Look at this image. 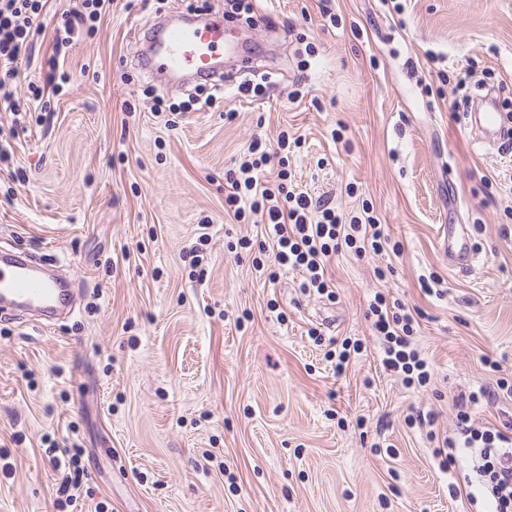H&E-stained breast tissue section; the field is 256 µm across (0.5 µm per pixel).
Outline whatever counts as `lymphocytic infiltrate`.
<instances>
[{
    "label": "lymphocytic infiltrate",
    "instance_id": "obj_1",
    "mask_svg": "<svg viewBox=\"0 0 512 512\" xmlns=\"http://www.w3.org/2000/svg\"><path fill=\"white\" fill-rule=\"evenodd\" d=\"M42 0H0V101L11 103L8 88L21 56L27 55L31 38L41 24ZM269 159L262 142H253L248 157L237 171L227 173L224 202L234 217L259 216L263 225L257 243L243 241V248L257 246L260 255L252 265L265 272L263 254H271L279 269L302 274V292L323 293L332 288L328 267L336 254L351 249L356 256L366 251H384L389 234L377 217L342 213L325 204L313 203L302 192L284 190L282 184L269 179L264 167ZM373 328L381 340V364L399 374L406 385L423 387L431 380L430 366L414 342L416 319L404 302L375 297L369 305ZM512 400V383L499 379L495 387L455 396L458 410L456 435L438 440L433 456L440 469H447L459 455H468L471 467L460 482L449 483L452 494L469 489V501L490 502L494 512H512V428L490 426L483 430L470 425L471 409L482 403L497 405Z\"/></svg>",
    "mask_w": 512,
    "mask_h": 512
}]
</instances>
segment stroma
<instances>
[{
    "label": "stroma",
    "mask_w": 512,
    "mask_h": 512,
    "mask_svg": "<svg viewBox=\"0 0 512 512\" xmlns=\"http://www.w3.org/2000/svg\"><path fill=\"white\" fill-rule=\"evenodd\" d=\"M250 2L200 5L255 51L215 93L142 70L145 35L184 0H115L75 35L69 82L35 96L79 3L42 10L0 105V253L48 259L83 295L57 322L0 318V512H476L428 433L455 432L453 398L495 385L490 361L512 367V145L460 120L490 89L512 114V0ZM247 83L257 96L237 95ZM158 94L211 102L158 113ZM283 131L299 144L280 157ZM257 138L269 176L349 217L370 208L397 253L336 256L332 300L295 271L258 276L237 245L259 227L224 211V175ZM443 224L466 225L472 270L449 268ZM430 273L442 296L421 290ZM378 293L420 310L428 385L382 369ZM332 338L362 343L341 374ZM73 444L68 502L49 448ZM63 455H70V463L73 465V472L67 474L62 485L59 488V492L62 497L67 494L71 489L78 490L80 485L83 482V470H80L79 467L75 466V459L80 453V448H63L61 451ZM74 494H67L66 501L74 497Z\"/></svg>",
    "instance_id": "stroma-1"
}]
</instances>
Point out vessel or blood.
I'll return each instance as SVG.
<instances>
[{"label":"vessel or blood","mask_w":512,"mask_h":512,"mask_svg":"<svg viewBox=\"0 0 512 512\" xmlns=\"http://www.w3.org/2000/svg\"><path fill=\"white\" fill-rule=\"evenodd\" d=\"M227 27L210 20L188 24L170 20L158 25L153 36L149 74L167 78L198 76L223 79L224 44ZM441 248L450 267L468 270L478 256L458 225L442 227ZM72 283L46 275L25 259L0 262V308L13 312L34 311L49 316L66 308L71 300Z\"/></svg>","instance_id":"b4317fda"}]
</instances>
